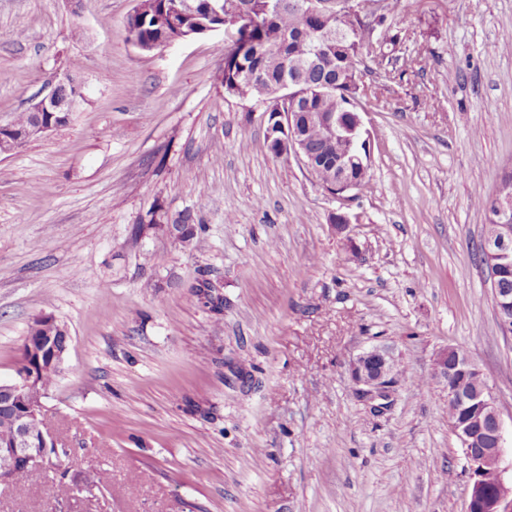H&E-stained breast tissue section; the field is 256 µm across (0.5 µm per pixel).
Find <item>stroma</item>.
I'll return each mask as SVG.
<instances>
[{"label": "stroma", "instance_id": "obj_1", "mask_svg": "<svg viewBox=\"0 0 512 512\" xmlns=\"http://www.w3.org/2000/svg\"><path fill=\"white\" fill-rule=\"evenodd\" d=\"M134 5L0 0V120L71 76L86 94L0 155V382L36 315L66 327L43 403L77 488L57 503L34 473L0 512H464L442 350L484 374L512 474V334L473 200L512 170V0H404L400 45L365 61L373 190L345 200L225 91L224 33L144 52ZM185 216L198 240L169 235ZM377 345L400 368L380 412L351 375ZM91 469L107 488L82 491Z\"/></svg>", "mask_w": 512, "mask_h": 512}]
</instances>
